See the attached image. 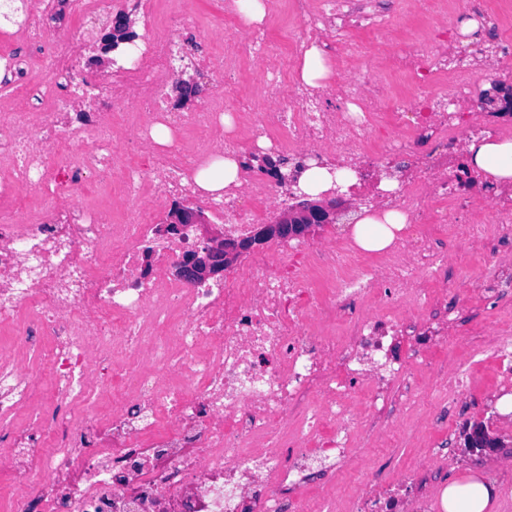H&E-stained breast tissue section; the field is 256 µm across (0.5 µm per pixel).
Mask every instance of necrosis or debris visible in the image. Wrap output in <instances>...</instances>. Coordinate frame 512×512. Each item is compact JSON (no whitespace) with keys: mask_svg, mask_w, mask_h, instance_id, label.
<instances>
[{"mask_svg":"<svg viewBox=\"0 0 512 512\" xmlns=\"http://www.w3.org/2000/svg\"><path fill=\"white\" fill-rule=\"evenodd\" d=\"M411 0H267L294 26L227 32L203 59L224 87L193 111L167 88L180 34L194 27L185 0H69L78 24L51 27L56 0H33L21 23L33 56L0 41V507L5 512H434L435 498L350 468L360 420L395 436V408L469 389L464 365L424 388L411 370L432 345L491 352L512 383V325L458 329L443 268L466 243L512 285V263L494 251L512 237V188H491L475 218L462 188L461 137L512 136V113L485 111L474 49L491 42L512 62V0H418L433 20L438 53L407 34L383 35ZM138 12L147 32L138 57L106 75L76 64L84 21ZM352 64L336 99L293 82L306 51ZM383 54L384 74L368 68ZM257 62L251 96L236 93ZM94 87L73 106L78 83ZM235 119L225 131L224 118ZM170 132L154 144L152 129ZM129 148L117 149V132ZM265 155L301 175L324 154L355 177L350 194L406 214L414 230L370 264L346 236L279 242L283 258L253 252L248 264L196 285L175 263L199 242L194 225L165 235L161 217L186 201L222 233L248 237L292 198L256 166L220 195L200 194L192 169L215 153ZM416 158L414 176L384 189L376 174L394 155ZM34 193L35 206L21 204ZM451 250L438 254V242ZM152 250L149 275L141 254ZM42 365L32 369L28 353ZM353 488L337 494L336 472ZM323 494L311 501L312 482Z\"/></svg>","mask_w":512,"mask_h":512,"instance_id":"1","label":"necrosis or debris"}]
</instances>
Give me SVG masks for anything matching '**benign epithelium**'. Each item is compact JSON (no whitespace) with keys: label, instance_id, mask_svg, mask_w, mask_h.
Here are the masks:
<instances>
[{"label":"benign epithelium","instance_id":"7a95c632","mask_svg":"<svg viewBox=\"0 0 512 512\" xmlns=\"http://www.w3.org/2000/svg\"><path fill=\"white\" fill-rule=\"evenodd\" d=\"M484 100L500 104L499 111L512 109V86L493 83L492 90L484 93ZM344 200L337 196L327 202L302 201L296 209L284 213L273 224H261L249 239L229 236L217 238L208 234V218L200 209L177 203L168 217L164 231L176 233L184 224H197L202 231L200 245L186 253L177 264L176 272L189 281H204L221 277L240 256L256 244L267 239H290L305 235L316 224H333L343 209ZM465 445L480 451L495 447V438L481 428L475 427L465 439Z\"/></svg>","mask_w":512,"mask_h":512}]
</instances>
